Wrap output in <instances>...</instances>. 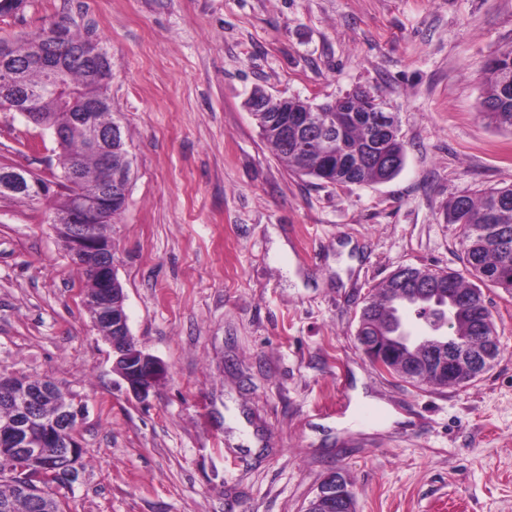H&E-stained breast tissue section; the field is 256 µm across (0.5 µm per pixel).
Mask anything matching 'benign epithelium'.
<instances>
[{
    "mask_svg": "<svg viewBox=\"0 0 512 512\" xmlns=\"http://www.w3.org/2000/svg\"><path fill=\"white\" fill-rule=\"evenodd\" d=\"M69 33L62 27H55L47 35L34 40L30 64L41 68L47 74L46 89L57 94L63 90L59 75L65 64L58 60L55 52L68 43ZM86 66L89 79L104 88L112 83V57L96 42H89L75 51ZM0 95L11 100L12 110L25 116L29 121L46 129H51L57 143H62L66 131L52 127L43 120L39 112L41 93L31 91L21 83V75L15 70L10 55L0 53ZM276 108L265 104L253 96L249 102L250 111H274L269 125L274 127L278 142L288 144V127L308 130L315 122L314 113L320 108L298 96L278 97ZM339 112H376L384 116L369 117L376 139L395 138L397 123L388 114V107L369 88H357L340 98ZM76 123L89 151L96 154L101 163L102 177L92 189L81 186L76 169L62 172L60 178H43L32 171L16 166L0 168V194L22 196L34 201H47L59 191V183L64 181L72 187L70 207L53 215L51 224L64 250L74 263L89 268L96 276L97 290L93 297L84 302L92 322L97 328L106 329V341L110 344L114 358L113 367L127 384L128 391L138 400H146L157 384L166 376L165 364L148 353H130L129 344L133 340L124 310V293L120 288L112 255L114 244L112 235L105 237L98 232L101 224L114 223L112 210L125 208L126 200L113 188L124 183L133 170L134 157L121 155L112 161L119 139V123L104 125L98 123L92 112H79ZM366 356L378 365H384L387 358L388 338L385 336H362L359 341ZM471 367H466L452 358L443 348L428 346L421 350L418 359H407L403 371L410 378L423 371L448 383L465 370L476 375L488 371L495 359L493 347L488 343L476 342ZM41 395L30 389L22 376L0 373V399L18 408L19 417L5 435L6 447L13 449L12 456L0 465V470L24 477L28 463L40 459L46 464L48 476L55 475L53 462L64 456L74 459L79 443L70 439L76 424L83 418V407L69 401L58 407L56 413L43 420L44 427L35 428L36 417L31 414V406L40 400ZM318 494L325 499L336 498L348 501L349 486L336 479L319 488Z\"/></svg>",
    "mask_w": 512,
    "mask_h": 512,
    "instance_id": "7a95c632",
    "label": "benign epithelium"
}]
</instances>
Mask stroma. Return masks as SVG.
<instances>
[{"mask_svg":"<svg viewBox=\"0 0 512 512\" xmlns=\"http://www.w3.org/2000/svg\"><path fill=\"white\" fill-rule=\"evenodd\" d=\"M60 17L112 57L134 157L115 271L138 347L167 368L147 401L127 392L49 210L0 199V372L86 407L64 512H306L333 470L356 512H512V294L485 290L502 353L463 386H412L357 341L395 270L461 269L449 201L512 184L479 71L512 49V0H25L0 38ZM256 87L316 104L376 89L401 171L290 173L245 105ZM57 154L0 110V164L47 177Z\"/></svg>","mask_w":512,"mask_h":512,"instance_id":"35a3bbf8","label":"stroma"}]
</instances>
